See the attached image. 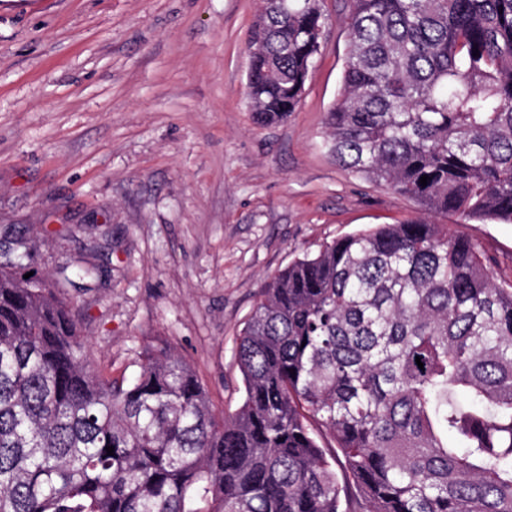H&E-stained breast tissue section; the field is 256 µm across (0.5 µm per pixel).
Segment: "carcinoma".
Returning a JSON list of instances; mask_svg holds the SVG:
<instances>
[{
	"mask_svg": "<svg viewBox=\"0 0 512 512\" xmlns=\"http://www.w3.org/2000/svg\"><path fill=\"white\" fill-rule=\"evenodd\" d=\"M329 22L261 0L256 124L296 110ZM348 30L325 147L423 215L270 279L221 418L171 347L129 382L96 370L61 285L20 274L28 242L1 249L0 512H512V287L433 220L512 224V0H353Z\"/></svg>",
	"mask_w": 512,
	"mask_h": 512,
	"instance_id": "cac0c4a2",
	"label": "carcinoma"
}]
</instances>
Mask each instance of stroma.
Instances as JSON below:
<instances>
[{"mask_svg":"<svg viewBox=\"0 0 512 512\" xmlns=\"http://www.w3.org/2000/svg\"><path fill=\"white\" fill-rule=\"evenodd\" d=\"M259 0H0V247L57 281L94 367L132 378L145 347L181 353L216 414L244 391L236 346L257 294L295 258L419 204L322 148L350 50V0L296 112L259 126L246 46ZM512 284V224L441 215Z\"/></svg>","mask_w":512,"mask_h":512,"instance_id":"1","label":"stroma"}]
</instances>
